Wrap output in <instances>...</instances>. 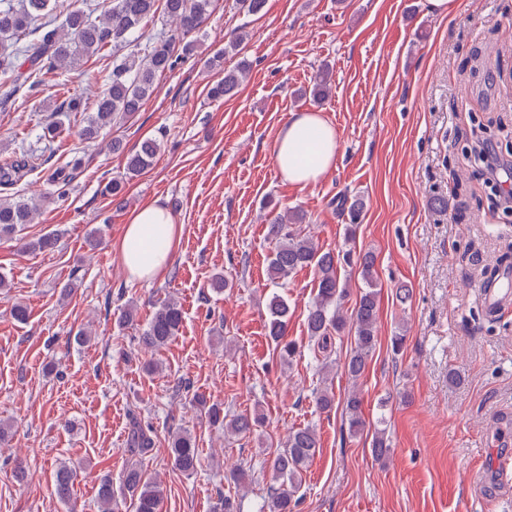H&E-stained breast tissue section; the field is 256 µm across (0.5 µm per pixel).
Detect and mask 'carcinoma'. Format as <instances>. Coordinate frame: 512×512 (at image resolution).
Returning <instances> with one entry per match:
<instances>
[{"label": "carcinoma", "instance_id": "obj_1", "mask_svg": "<svg viewBox=\"0 0 512 512\" xmlns=\"http://www.w3.org/2000/svg\"><path fill=\"white\" fill-rule=\"evenodd\" d=\"M214 0H107L104 11L93 16V11L63 3V0H21L17 5L11 0H0V97L9 99L21 89L34 92L42 77L67 67L77 65L107 46L118 51L135 41L142 27L153 21L160 12L174 24L173 33L163 32L147 46L127 53L112 68V80L107 91L94 103L80 135L85 140L99 137L102 130L112 127L118 120L130 119L141 111L146 100L156 89L159 75L173 71L185 57L175 52L176 42L198 31L211 15ZM64 12L62 27H49L45 18L56 12ZM39 35L34 47L26 45L27 37ZM250 71L243 62L234 69L224 71V78L209 89L210 98L220 101L234 96ZM161 150L160 140L148 138L127 153L124 176L108 181L103 193L112 196L118 205L124 182L148 169ZM55 186L50 199L63 203L68 197V180L57 173L51 178ZM338 205L346 212L351 224L347 227V239L355 238L364 211V201L357 195L343 194ZM40 202L34 199L10 201L0 199V233L11 234L16 228L32 223ZM306 215L300 210L276 214L268 219L266 236L274 243V253L268 265L272 282L286 281L299 270L310 269L316 279V295L307 309L306 327L308 347L322 355L321 371L331 366L333 336L347 328L354 331V348L346 357L343 367L349 377L357 381L363 377L368 361L377 343L378 291L376 290V257L366 251L356 258L366 289L351 314L344 313L347 296L346 283L340 280L338 267L349 263L351 253L323 251L312 238L292 228L305 223ZM267 335L279 349L280 358L290 361L298 353L295 341L288 336V302L274 295L267 305ZM183 309L172 298L163 301L154 311L140 336L146 349L160 348L176 336L183 324ZM193 402L206 410L210 423L224 428L229 435L251 433L261 421L258 415L238 414L230 419L218 404L193 396ZM363 396L356 389L349 392L344 409L349 435L356 437L369 427L372 433L371 452L374 459L384 462L390 457L391 448L386 432L381 428L384 418L376 423L366 421ZM155 431L132 415L126 451L138 461L131 462L122 475L120 493L112 489V478L104 477L99 483L98 502L101 512H121L122 504L131 501L133 512H160L163 497L161 485L146 480L139 461L152 455L155 448ZM320 448L316 431L309 427L289 432L282 450L267 460L272 480L277 483L271 493L268 512H294L297 500L294 494L302 473L313 462ZM168 457L171 466L187 475L197 472L199 451L195 437L187 430L171 436ZM73 477L68 464L57 466L55 490L58 497L69 501Z\"/></svg>", "mask_w": 512, "mask_h": 512}]
</instances>
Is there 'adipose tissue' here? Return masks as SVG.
I'll list each match as a JSON object with an SVG mask.
<instances>
[{"label":"adipose tissue","instance_id":"adipose-tissue-1","mask_svg":"<svg viewBox=\"0 0 512 512\" xmlns=\"http://www.w3.org/2000/svg\"><path fill=\"white\" fill-rule=\"evenodd\" d=\"M339 140L320 113L296 112L276 137L273 163L283 179L306 186L335 168ZM178 230L172 213L154 201L133 211L117 245L119 261L134 281H150L169 265Z\"/></svg>","mask_w":512,"mask_h":512}]
</instances>
